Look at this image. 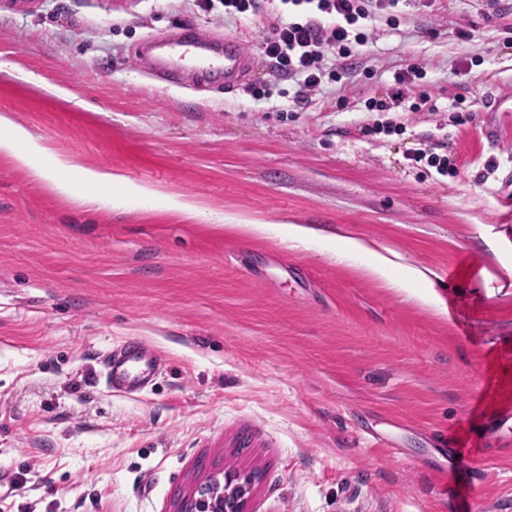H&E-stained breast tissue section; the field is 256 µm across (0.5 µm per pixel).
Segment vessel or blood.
Returning <instances> with one entry per match:
<instances>
[{"label":"vessel or blood","instance_id":"1","mask_svg":"<svg viewBox=\"0 0 512 512\" xmlns=\"http://www.w3.org/2000/svg\"><path fill=\"white\" fill-rule=\"evenodd\" d=\"M148 72L158 81L178 82L185 64H193L196 85L223 83L234 90L249 80L254 64L232 38L218 39L202 31H173L150 37L139 47ZM159 352L138 336L127 337L104 357L105 385L111 392H142L159 368Z\"/></svg>","mask_w":512,"mask_h":512}]
</instances>
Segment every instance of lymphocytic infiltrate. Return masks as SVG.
I'll return each instance as SVG.
<instances>
[{"mask_svg": "<svg viewBox=\"0 0 512 512\" xmlns=\"http://www.w3.org/2000/svg\"><path fill=\"white\" fill-rule=\"evenodd\" d=\"M260 54L278 80L300 91H320L339 83L362 54L369 24H398L399 0H279Z\"/></svg>", "mask_w": 512, "mask_h": 512, "instance_id": "f902f5d3", "label": "lymphocytic infiltrate"}]
</instances>
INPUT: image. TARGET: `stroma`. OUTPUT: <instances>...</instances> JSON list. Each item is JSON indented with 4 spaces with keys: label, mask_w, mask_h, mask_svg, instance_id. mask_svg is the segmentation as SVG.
<instances>
[{
    "label": "stroma",
    "mask_w": 512,
    "mask_h": 512,
    "mask_svg": "<svg viewBox=\"0 0 512 512\" xmlns=\"http://www.w3.org/2000/svg\"><path fill=\"white\" fill-rule=\"evenodd\" d=\"M271 8L0 0V115L44 148L0 153V512H177L228 471L256 477L246 512H512V112L485 109L512 87V0H401L342 107L285 82L255 95L263 69L228 93L161 83L134 55L192 27L258 56ZM409 64L433 109L368 133L367 100ZM421 143L456 174L412 165ZM59 158L99 203L35 176ZM86 169L117 180L94 190ZM292 224L325 234L292 247ZM345 235L400 254L387 279L432 271L430 302L338 259ZM128 336L163 363L124 397L99 377Z\"/></svg>",
    "instance_id": "obj_1"
}]
</instances>
